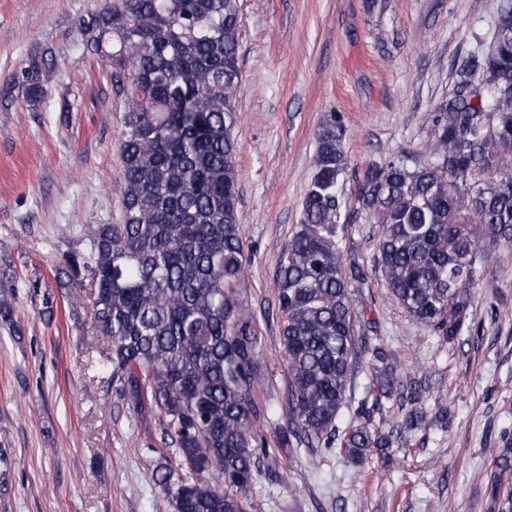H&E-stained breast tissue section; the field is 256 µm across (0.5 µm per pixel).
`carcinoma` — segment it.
<instances>
[{
    "mask_svg": "<svg viewBox=\"0 0 512 512\" xmlns=\"http://www.w3.org/2000/svg\"><path fill=\"white\" fill-rule=\"evenodd\" d=\"M81 38L105 59L123 102L118 224H83L69 255L92 282L96 339L107 345L125 393L176 448L155 481L174 512H247L261 475L260 422L283 410L308 448L339 444L361 458L390 447L372 424L402 381L371 349L367 399L344 430L337 421L365 336L353 296L366 278L337 239L348 168L338 115L316 134L314 174L299 227L282 253L276 288L287 373L285 404H259V322L244 299L248 261L237 213L235 167L242 42L240 0H107L82 19ZM457 73L422 157L399 156L363 171L356 201L374 225L377 267L415 321L448 340L469 317L470 288L512 243V0H501L488 36ZM53 59L11 74L28 95L46 93ZM414 397L400 429L427 430ZM498 512H512V440L496 455Z\"/></svg>",
    "mask_w": 512,
    "mask_h": 512,
    "instance_id": "cac0c4a2",
    "label": "carcinoma"
}]
</instances>
